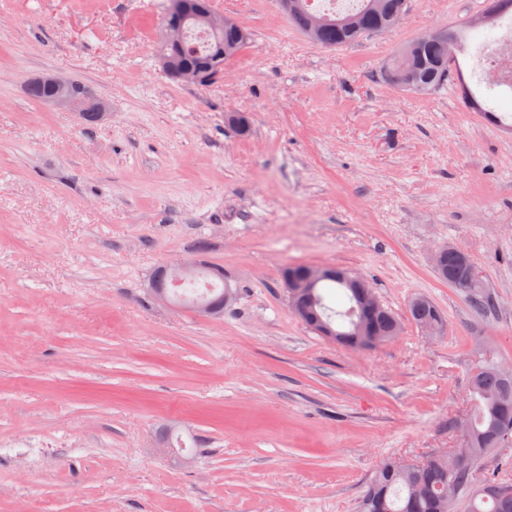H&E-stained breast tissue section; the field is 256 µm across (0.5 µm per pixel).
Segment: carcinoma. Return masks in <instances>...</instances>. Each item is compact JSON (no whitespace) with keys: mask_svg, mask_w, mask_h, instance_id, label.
<instances>
[{"mask_svg":"<svg viewBox=\"0 0 512 512\" xmlns=\"http://www.w3.org/2000/svg\"><path fill=\"white\" fill-rule=\"evenodd\" d=\"M296 14L292 23L311 41L325 45L342 46L358 40L365 34L381 33L393 27L394 19L405 13L407 0H359L354 12L318 14L309 10L310 0H293ZM184 28L183 48L176 50L165 41L159 42V54L175 56L182 64L203 69H224V62L235 57L248 43L247 29L226 28L214 31L201 26L194 15L179 17ZM206 34V44L200 46L190 39L193 31ZM460 51L457 31L446 29L439 38L421 42L414 40L397 51L388 61L387 76L396 82L398 74L413 73L404 89L427 94L453 80L452 64ZM472 262L467 255L443 248L439 251L435 268L444 282L455 280L478 304L489 307L484 300V285L471 276ZM153 279L170 294V300L192 304L207 303L224 309V271L200 264L193 275H184L176 268H160ZM344 293L348 307L334 309L326 304L325 290ZM358 289L338 280H324L313 288L308 298L300 301L307 315L305 324L312 328L326 324L337 333V342L356 349L361 337L356 335L361 325L375 337L378 344L399 336L402 323L388 308L383 307L364 314L357 303ZM409 314L421 328L432 326L440 331L444 326L441 311L433 301L420 297L409 306ZM470 389L473 406L468 415L469 432L464 440L465 462L460 464L446 457L428 469H400L394 460L383 461L369 483L360 502V512H448V480H455L467 494L466 512H512V491L496 489L497 479L487 476L479 489H472L479 463L501 447L500 431L512 427V373L502 369L491 359H484L471 372Z\"/></svg>","mask_w":512,"mask_h":512,"instance_id":"1","label":"carcinoma"}]
</instances>
